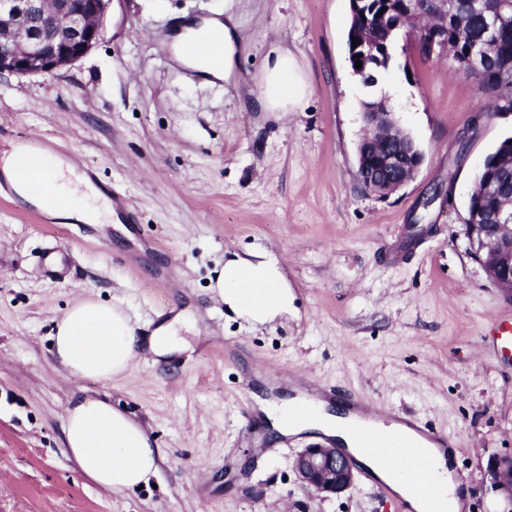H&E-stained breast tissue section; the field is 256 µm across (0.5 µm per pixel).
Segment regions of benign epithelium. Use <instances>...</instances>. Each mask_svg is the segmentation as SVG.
I'll return each mask as SVG.
<instances>
[{"label":"benign epithelium","instance_id":"7a95c632","mask_svg":"<svg viewBox=\"0 0 512 512\" xmlns=\"http://www.w3.org/2000/svg\"><path fill=\"white\" fill-rule=\"evenodd\" d=\"M435 22H417L416 49L424 57L448 49V0H440ZM112 0H0V75L52 73L86 57L97 45ZM348 38L359 41L354 51L369 53L372 69L362 66L357 76L374 81L373 71L388 66L389 50L372 48L370 23L358 22ZM364 134L357 168L374 164L378 175L360 181L368 191L388 196L412 181L424 162L420 147L403 137L392 113L382 102L361 105ZM466 230L475 259L489 281L512 298V203L497 214V223L481 224L467 214ZM293 468L301 484L321 494H338L354 482L348 461L331 445L298 451ZM489 489L503 500L499 512H512V456L496 455L486 467Z\"/></svg>","mask_w":512,"mask_h":512}]
</instances>
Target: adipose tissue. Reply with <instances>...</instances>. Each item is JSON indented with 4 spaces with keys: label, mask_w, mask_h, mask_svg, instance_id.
I'll use <instances>...</instances> for the list:
<instances>
[{
    "label": "adipose tissue",
    "mask_w": 512,
    "mask_h": 512,
    "mask_svg": "<svg viewBox=\"0 0 512 512\" xmlns=\"http://www.w3.org/2000/svg\"><path fill=\"white\" fill-rule=\"evenodd\" d=\"M233 16L190 21L172 34L177 59L198 71L204 82L225 79L234 67L239 44ZM207 42L219 49L217 58L186 54L188 45ZM260 99L263 110L291 112L309 93L308 83L295 59L278 52L266 67ZM0 174L25 201L59 218L88 224L111 221L109 200L93 187L76 164L29 145H16L0 158ZM214 291L236 315L266 322L287 313L291 294L278 266L263 255L228 259L220 270ZM193 328L183 314L161 320L145 331L119 306L94 299L73 304L55 323L52 335L57 363L73 377L109 380L148 355L167 359L185 350V332ZM259 409L283 436L316 433L338 438L337 417L328 412L311 420L288 416L286 405L258 399ZM65 445L80 470L99 486L121 492L149 481L159 467L161 454L140 424L111 404L90 397H74L63 425Z\"/></svg>",
    "instance_id": "adipose-tissue-1"
}]
</instances>
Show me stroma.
<instances>
[{"label":"stroma","mask_w":512,"mask_h":512,"mask_svg":"<svg viewBox=\"0 0 512 512\" xmlns=\"http://www.w3.org/2000/svg\"><path fill=\"white\" fill-rule=\"evenodd\" d=\"M232 13L241 44L230 77L208 84L178 64L182 22ZM350 0H112L105 34L63 70L0 76V144L25 134L102 190L125 194L134 223L60 236L16 193L0 198V512H395L361 483L338 495L293 469L312 434L248 445L232 393L293 379L343 384L373 405L418 418L459 443L466 512H493L485 470L512 453V360L483 335L512 298L471 253L464 220L486 156L512 137L447 56L420 58L399 39L389 104L419 143L416 177L389 196L357 179L361 102L372 91L348 62ZM311 93L293 112L258 103L277 51ZM62 237L76 262L52 280L38 261ZM264 250L293 295L288 315L237 317L212 290L224 262ZM171 269L172 286L158 274ZM122 307L133 321L189 310L187 354L139 359L109 381L74 378L51 354L56 319L76 301ZM100 398L142 423L159 472L120 493L70 458L63 424L73 395Z\"/></svg>","instance_id":"35a3bbf8"}]
</instances>
